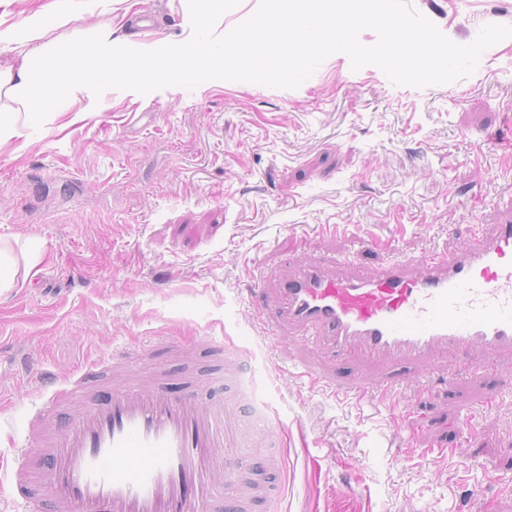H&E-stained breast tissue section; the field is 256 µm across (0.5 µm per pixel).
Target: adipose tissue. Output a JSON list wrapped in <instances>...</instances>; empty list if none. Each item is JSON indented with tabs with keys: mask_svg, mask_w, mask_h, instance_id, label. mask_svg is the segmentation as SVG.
Here are the masks:
<instances>
[{
	"mask_svg": "<svg viewBox=\"0 0 512 512\" xmlns=\"http://www.w3.org/2000/svg\"><path fill=\"white\" fill-rule=\"evenodd\" d=\"M201 2L183 0L174 32L159 43L138 41L123 21L112 19L57 47L51 33L89 15L97 0H49L22 23H0V55L14 56L0 66V145L21 137L31 121L52 122L62 104L93 85L119 82L144 96L158 83L211 80L232 64L263 81L280 71L296 47L314 51L365 25L384 28L411 68L427 70L448 60L423 34L404 35L399 21L374 11L371 0H271L246 30L223 29V13Z\"/></svg>",
	"mask_w": 512,
	"mask_h": 512,
	"instance_id": "obj_1",
	"label": "adipose tissue"
}]
</instances>
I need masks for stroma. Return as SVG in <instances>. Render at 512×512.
Returning <instances> with one entry per match:
<instances>
[{
  "mask_svg": "<svg viewBox=\"0 0 512 512\" xmlns=\"http://www.w3.org/2000/svg\"><path fill=\"white\" fill-rule=\"evenodd\" d=\"M154 11L146 42L178 22ZM448 62L426 73L398 58L299 49L291 75L155 86L104 85L53 123L0 146V242L17 270L0 294V512H24L11 476L47 405L41 374L65 380L113 349L150 351L139 373L178 375L177 346L210 339L235 353L259 412L257 451L288 432L281 503L268 512H512V351L490 376L437 355L385 403L335 400L396 362H336L314 339L271 343L254 272L285 256L338 254L349 269L442 259L479 225L512 222V0H389ZM467 429H459V421ZM464 443L442 464L431 449Z\"/></svg>",
  "mask_w": 512,
  "mask_h": 512,
  "instance_id": "1",
  "label": "stroma"
}]
</instances>
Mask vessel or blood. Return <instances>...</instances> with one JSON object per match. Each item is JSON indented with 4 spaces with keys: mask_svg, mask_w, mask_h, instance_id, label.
Here are the masks:
<instances>
[{
    "mask_svg": "<svg viewBox=\"0 0 512 512\" xmlns=\"http://www.w3.org/2000/svg\"><path fill=\"white\" fill-rule=\"evenodd\" d=\"M333 255L289 260L259 309L319 339L335 359L392 357L417 369L440 349L465 352L475 376L512 347V223L495 225L449 253L373 274L342 275ZM224 375L172 390L134 380L129 351L87 365L68 382L47 381L49 407L76 414L39 423L14 476L27 512H260L283 493V450L260 456L242 437L252 404L233 387L234 355L215 346Z\"/></svg>",
    "mask_w": 512,
    "mask_h": 512,
    "instance_id": "obj_1",
    "label": "vessel or blood"
}]
</instances>
